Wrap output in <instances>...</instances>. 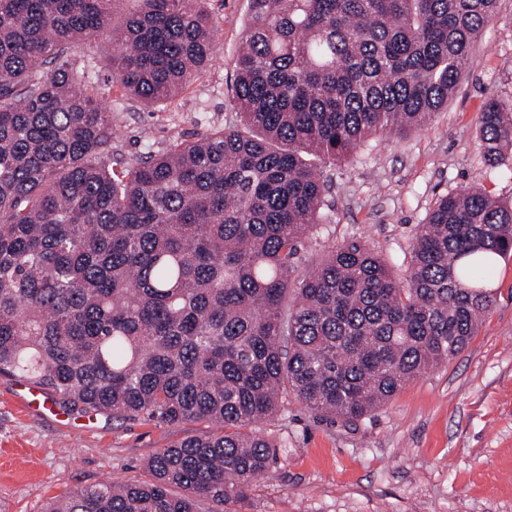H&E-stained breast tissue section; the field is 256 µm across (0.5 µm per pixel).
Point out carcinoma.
Here are the masks:
<instances>
[{
	"label": "carcinoma",
	"mask_w": 512,
	"mask_h": 512,
	"mask_svg": "<svg viewBox=\"0 0 512 512\" xmlns=\"http://www.w3.org/2000/svg\"><path fill=\"white\" fill-rule=\"evenodd\" d=\"M0 0V375L79 414L204 422L147 482L76 488L44 512H212L268 472L252 425L282 394L350 421L457 355L512 254V200L442 197L398 278L364 241L300 270L324 221L326 168L448 103L497 0H249L237 123L133 159L89 79L157 108L211 63L205 0ZM509 160L512 99L479 116Z\"/></svg>",
	"instance_id": "obj_1"
}]
</instances>
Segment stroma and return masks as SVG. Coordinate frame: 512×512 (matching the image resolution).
I'll return each instance as SVG.
<instances>
[{
	"label": "stroma",
	"instance_id": "stroma-1",
	"mask_svg": "<svg viewBox=\"0 0 512 512\" xmlns=\"http://www.w3.org/2000/svg\"><path fill=\"white\" fill-rule=\"evenodd\" d=\"M207 9L216 60L156 111L113 87L112 45L99 42L94 83L117 111L115 144L126 157L234 123L227 79L247 0H208ZM492 97L512 98V0H499L427 128L377 133L328 168L327 220L305 240L303 268L360 239L401 276L418 225L441 197L475 185L511 199L512 163L493 168L482 157L478 117ZM491 287L495 302L465 348L369 415L333 422L285 397L259 425L277 459L229 512H512V257L499 260ZM47 400L0 376V512H43L49 499L101 481L150 480L148 460L200 429L48 410Z\"/></svg>",
	"mask_w": 512,
	"mask_h": 512
}]
</instances>
